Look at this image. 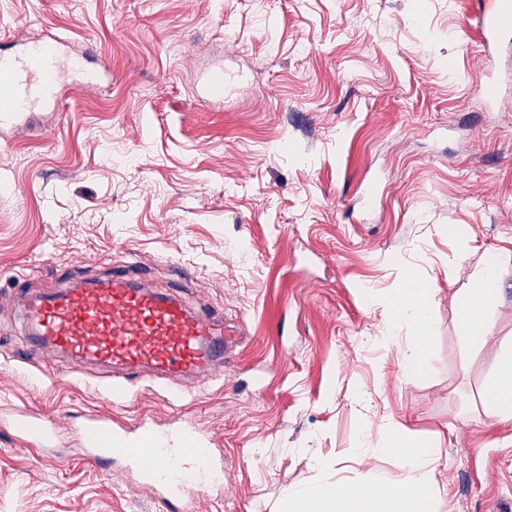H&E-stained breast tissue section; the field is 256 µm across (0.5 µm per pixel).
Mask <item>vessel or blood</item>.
I'll return each mask as SVG.
<instances>
[{
    "label": "vessel or blood",
    "mask_w": 512,
    "mask_h": 512,
    "mask_svg": "<svg viewBox=\"0 0 512 512\" xmlns=\"http://www.w3.org/2000/svg\"><path fill=\"white\" fill-rule=\"evenodd\" d=\"M471 20L483 55L495 56L512 33V0H475ZM73 81L90 88L97 76L88 71L84 56L68 52L60 37L32 39L18 51L1 48L0 125L53 104ZM17 294L38 343L76 360L109 366L112 395L124 391L134 378L214 375L239 343L225 329L223 316L151 289L133 264L50 294L33 293L21 280ZM8 424L27 444L39 448L51 447L61 429L57 421L27 408L16 411ZM68 430L77 437L87 463L121 457L136 483L177 512H193L200 485L170 477L174 461L195 465L200 458L218 454L191 416L182 417L177 427L158 430L149 419L129 426L92 411Z\"/></svg>",
    "instance_id": "b4317fda"
}]
</instances>
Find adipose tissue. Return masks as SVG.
Wrapping results in <instances>:
<instances>
[{"label":"adipose tissue","mask_w":512,"mask_h":512,"mask_svg":"<svg viewBox=\"0 0 512 512\" xmlns=\"http://www.w3.org/2000/svg\"><path fill=\"white\" fill-rule=\"evenodd\" d=\"M499 256H490L483 273L457 305L459 323L473 335H488L493 304L500 286L496 268ZM435 302L430 288L408 276L392 297L396 319L413 335L402 355L404 372L413 373L422 365L430 344L429 314ZM395 457L406 472L405 485H397L384 477L371 476L357 491L337 496L327 484H307L289 490L292 512H447V501L431 492L438 467V454L427 452L393 433L383 449Z\"/></svg>","instance_id":"ef3b65f1"}]
</instances>
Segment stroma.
I'll return each instance as SVG.
<instances>
[{
  "label": "stroma",
  "instance_id": "35a3bbf8",
  "mask_svg": "<svg viewBox=\"0 0 512 512\" xmlns=\"http://www.w3.org/2000/svg\"><path fill=\"white\" fill-rule=\"evenodd\" d=\"M472 0H0V47L58 35L102 60L99 88L0 127V512H167L122 465L24 450L2 416L86 411L167 428L193 415L224 450L195 512H287L338 494L394 426L440 451L448 512L512 500V421L486 389L512 352V48L484 59ZM224 73L223 104L201 85ZM492 333L463 340L458 299L489 255ZM135 255L150 285L243 326L222 376L110 400L101 369L34 343L15 297L93 280ZM431 288V345L389 298ZM434 302L430 288L409 274L394 291L392 305L396 320L405 324L414 337L402 355L405 373L419 370L427 355L431 338L429 314Z\"/></svg>",
  "mask_w": 512,
  "mask_h": 512
}]
</instances>
